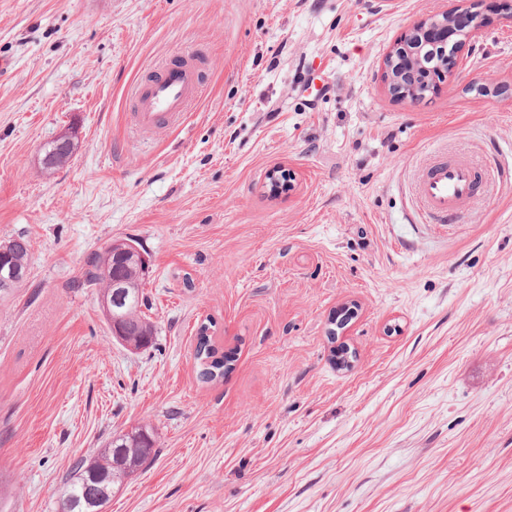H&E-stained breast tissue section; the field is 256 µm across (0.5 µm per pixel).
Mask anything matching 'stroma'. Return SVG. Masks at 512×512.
<instances>
[{"label":"stroma","instance_id":"obj_1","mask_svg":"<svg viewBox=\"0 0 512 512\" xmlns=\"http://www.w3.org/2000/svg\"><path fill=\"white\" fill-rule=\"evenodd\" d=\"M498 2L0 0V241L30 243L0 297V512H56L73 460L140 425L156 456L106 512H512V18L423 101L381 81L415 22ZM182 53L190 114L142 136L130 90ZM434 150L487 176L448 224L411 194ZM276 166L295 181L273 196ZM127 237L140 351L76 285ZM207 318L236 352L213 384ZM212 319L203 321L197 331L194 359L198 377L203 383L218 382L231 369L235 361L233 351H225L215 345L211 330L215 325Z\"/></svg>","mask_w":512,"mask_h":512}]
</instances>
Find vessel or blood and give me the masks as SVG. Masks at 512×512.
I'll list each match as a JSON object with an SVG mask.
<instances>
[{"instance_id":"1","label":"vessel or blood","mask_w":512,"mask_h":512,"mask_svg":"<svg viewBox=\"0 0 512 512\" xmlns=\"http://www.w3.org/2000/svg\"><path fill=\"white\" fill-rule=\"evenodd\" d=\"M193 55L168 61L135 91L134 119L141 133L156 135L183 123L201 85ZM483 191L481 169L467 159L432 152L414 178L416 201L433 223L456 218Z\"/></svg>"}]
</instances>
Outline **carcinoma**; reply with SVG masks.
<instances>
[{
	"mask_svg": "<svg viewBox=\"0 0 512 512\" xmlns=\"http://www.w3.org/2000/svg\"><path fill=\"white\" fill-rule=\"evenodd\" d=\"M440 78L441 74L437 71L419 75L412 87L413 100L420 101L433 94L437 89L436 80ZM5 247L17 267L24 269L28 266L29 242L26 238H11L5 242ZM148 274L149 266L146 263L124 265L117 262L108 244L88 256L82 281L84 287H97L101 291L106 281L112 278L125 281L131 297L129 304L122 310L126 314V327L134 338L144 342L146 348L155 344L156 335L154 326L143 311L148 306L143 292ZM213 324V320H205L197 331L194 359L198 377L203 383L223 379L235 358L234 352H226L215 345L211 334ZM155 444L152 428L140 426L130 432L113 435L108 445L98 453L75 459L63 494V497L72 499L71 512H85L83 493H91L95 477L104 476L110 487L118 488L125 480L144 470L155 457Z\"/></svg>",
	"mask_w": 512,
	"mask_h": 512,
	"instance_id": "carcinoma-1",
	"label": "carcinoma"
}]
</instances>
